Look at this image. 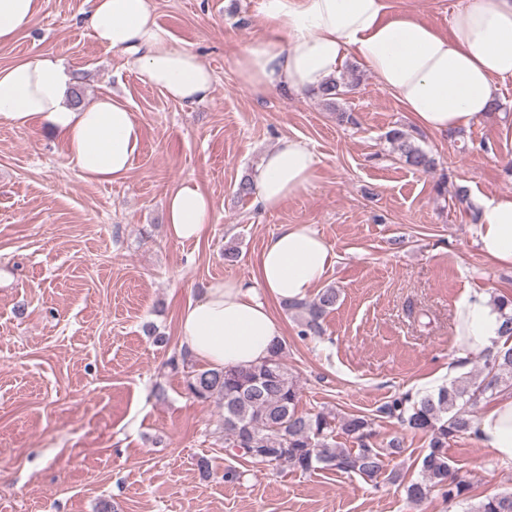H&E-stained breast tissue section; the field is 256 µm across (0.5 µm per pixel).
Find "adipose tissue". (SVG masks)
Segmentation results:
<instances>
[{"mask_svg": "<svg viewBox=\"0 0 512 512\" xmlns=\"http://www.w3.org/2000/svg\"><path fill=\"white\" fill-rule=\"evenodd\" d=\"M85 22L94 39L120 52L140 82L181 103L206 100L213 75L157 21L154 0H88ZM41 0H0V44L30 30ZM264 38L240 49L235 66L251 92H320L348 59L374 74L417 125L433 133L468 129L488 117L502 83L512 79V0H466L449 34L388 14L387 0H261ZM77 79L48 52L0 66V125L39 127L65 146L68 166L109 183L130 171L142 132L133 112L109 96L75 103ZM318 159L303 140L284 136L265 153L252 184L263 212L278 210L311 184ZM216 207L197 183L185 181L166 199L170 239L200 241ZM477 245L489 261L512 265V195L482 197ZM335 255L306 224L281 225L265 243L256 277L216 279L182 309L181 350L210 368L261 364L283 340L269 300L302 301L325 278ZM459 358L507 344L503 312L490 292L465 289L454 303ZM476 439L512 466V394H497L479 415Z\"/></svg>", "mask_w": 512, "mask_h": 512, "instance_id": "obj_1", "label": "adipose tissue"}]
</instances>
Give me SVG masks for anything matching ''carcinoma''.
<instances>
[{
	"label": "carcinoma",
	"mask_w": 512,
	"mask_h": 512,
	"mask_svg": "<svg viewBox=\"0 0 512 512\" xmlns=\"http://www.w3.org/2000/svg\"><path fill=\"white\" fill-rule=\"evenodd\" d=\"M353 84L342 77L332 80L322 91L326 104L339 114L341 96ZM389 140L396 144L405 163L428 173L434 159L416 145L410 134L394 129ZM339 292L322 289L307 302H286L303 317L302 336L317 335L321 320L336 306ZM283 346L259 365L236 368H195L186 352L169 364L184 369L185 388L202 403L218 400L224 410V442L241 450V455L282 470L310 471L323 465L368 479L385 469V454L369 438L371 422L362 416H337L331 412H304L300 409L301 389L284 363ZM482 380H455L437 392L412 400L405 395L394 399L383 412L396 416L410 429L429 438L428 452L421 462V478L407 486V496L415 504L427 499L434 490L452 503L470 498V483L453 470L448 459V441L469 433L473 427V407L486 394L512 390V347L488 350ZM354 437L358 448H342L336 442V430ZM467 512H512V492L487 495Z\"/></svg>",
	"instance_id": "cac0c4a2"
}]
</instances>
